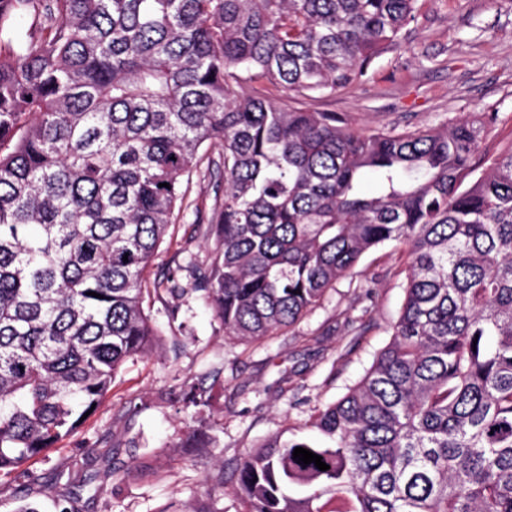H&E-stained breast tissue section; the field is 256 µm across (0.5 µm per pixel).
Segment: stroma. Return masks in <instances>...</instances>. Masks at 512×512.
<instances>
[{
    "mask_svg": "<svg viewBox=\"0 0 512 512\" xmlns=\"http://www.w3.org/2000/svg\"><path fill=\"white\" fill-rule=\"evenodd\" d=\"M264 90L284 107L334 112L367 132L482 117L477 157L489 164L512 147V0H418L399 46L375 57L360 83L316 99L269 84ZM223 196L222 173H193L189 206L144 277V309L159 331L156 351L128 360L97 412L63 449L31 462L30 471L49 475L73 460H92L106 445L115 462L139 468L104 483L99 499L112 512H193L206 501L220 512H243L231 491L236 461L271 434L304 427L344 396L389 343L406 283V257L390 245L368 252L354 281L338 284L295 328L259 342L225 336L212 308L190 292L187 268L207 267L215 240L203 227ZM177 261L188 295L153 293L154 280ZM215 367L223 373L217 404L206 414L215 446L199 458L183 447L196 422L181 382Z\"/></svg>",
    "mask_w": 512,
    "mask_h": 512,
    "instance_id": "35a3bbf8",
    "label": "stroma"
}]
</instances>
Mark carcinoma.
<instances>
[{
  "instance_id": "1",
  "label": "carcinoma",
  "mask_w": 512,
  "mask_h": 512,
  "mask_svg": "<svg viewBox=\"0 0 512 512\" xmlns=\"http://www.w3.org/2000/svg\"><path fill=\"white\" fill-rule=\"evenodd\" d=\"M416 2L0 0L1 477L37 485L23 465L153 351L143 276L205 163L224 197L191 291L227 336L290 328L366 253L406 248L390 342L312 422L330 443L275 434L242 457L244 512H512V148L463 189L476 117L365 133L252 86L317 98L361 82ZM205 380L182 383L198 414ZM183 447L211 453L202 430ZM98 456L51 473L56 512L132 470Z\"/></svg>"
}]
</instances>
